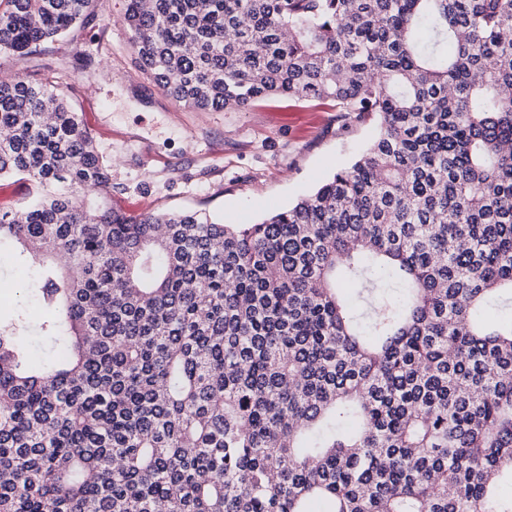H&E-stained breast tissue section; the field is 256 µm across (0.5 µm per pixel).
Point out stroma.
Masks as SVG:
<instances>
[{
  "instance_id": "stroma-1",
  "label": "stroma",
  "mask_w": 512,
  "mask_h": 512,
  "mask_svg": "<svg viewBox=\"0 0 512 512\" xmlns=\"http://www.w3.org/2000/svg\"><path fill=\"white\" fill-rule=\"evenodd\" d=\"M95 18L44 52H0V76L20 69L66 91L127 212L193 210L254 224L309 194L375 134L324 106L267 101L247 111L177 104L137 67L123 0H95ZM88 57L79 68L75 53Z\"/></svg>"
}]
</instances>
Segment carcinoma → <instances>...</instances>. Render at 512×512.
<instances>
[{"instance_id":"1","label":"carcinoma","mask_w":512,"mask_h":512,"mask_svg":"<svg viewBox=\"0 0 512 512\" xmlns=\"http://www.w3.org/2000/svg\"><path fill=\"white\" fill-rule=\"evenodd\" d=\"M95 0H0L20 55ZM176 102L317 101L363 152L256 224L131 215L64 92L0 77V512H512V0H125ZM52 120L44 119L45 103ZM392 270L366 311L343 286ZM29 185L18 178L0 181V212L18 210L29 196ZM25 270L4 254L0 262V316L6 317L21 297L19 290L29 284ZM30 313L31 326L26 331V338L31 348L32 357L34 359H42L48 354L50 347L36 326L38 311L33 304H30Z\"/></svg>"}]
</instances>
